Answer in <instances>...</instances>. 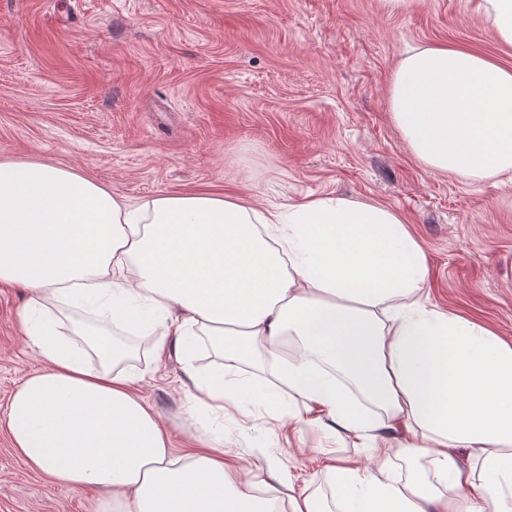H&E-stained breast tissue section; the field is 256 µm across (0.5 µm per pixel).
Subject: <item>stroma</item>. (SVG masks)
I'll list each match as a JSON object with an SVG mask.
<instances>
[{"label":"stroma","instance_id":"1","mask_svg":"<svg viewBox=\"0 0 512 512\" xmlns=\"http://www.w3.org/2000/svg\"><path fill=\"white\" fill-rule=\"evenodd\" d=\"M460 42L512 67L476 0H0V160L68 168L134 207L213 193L277 208L331 193L392 208L422 245L429 301L512 341V177L426 167L389 112L409 49ZM21 288H0V412L40 361L19 328ZM207 337L125 367L177 454L224 439L267 498V469L333 502V467L369 449L264 410L268 381L213 412L187 369L218 363ZM98 492L28 471L0 427V512H95Z\"/></svg>","mask_w":512,"mask_h":512}]
</instances>
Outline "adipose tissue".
Returning <instances> with one entry per match:
<instances>
[{
    "label": "adipose tissue",
    "mask_w": 512,
    "mask_h": 512,
    "mask_svg": "<svg viewBox=\"0 0 512 512\" xmlns=\"http://www.w3.org/2000/svg\"><path fill=\"white\" fill-rule=\"evenodd\" d=\"M389 93L429 168L512 172L511 67L463 44L414 49ZM429 280L386 206L328 195L264 210L193 193L133 208L69 169L0 161V285L29 291L20 326L43 364L0 425L29 470L98 489L96 512H274L223 450L175 454L105 345L57 339L52 306L104 301L116 326L157 334L156 354L210 337L222 362L191 377L207 405L223 408L225 372L257 360L317 426L370 449L369 464L336 468L337 512H512V342L427 307ZM286 336L302 344L289 361ZM397 457L407 481L391 475Z\"/></svg>",
    "instance_id": "1"
}]
</instances>
